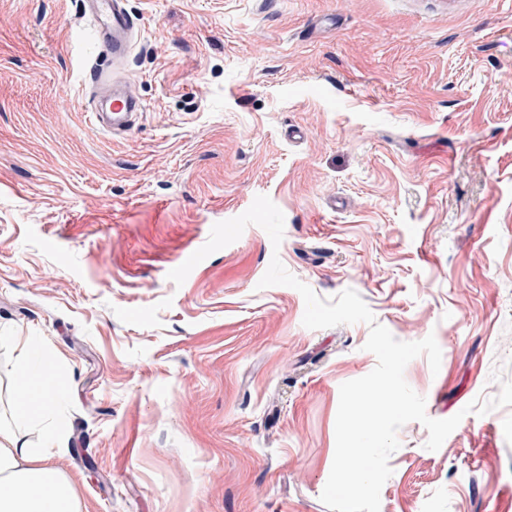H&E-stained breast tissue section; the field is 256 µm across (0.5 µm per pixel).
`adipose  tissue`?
<instances>
[{
	"mask_svg": "<svg viewBox=\"0 0 512 512\" xmlns=\"http://www.w3.org/2000/svg\"><path fill=\"white\" fill-rule=\"evenodd\" d=\"M16 398L29 413L54 406L59 398L46 364L22 365ZM66 440L50 429L44 446H29L19 434L0 426V512H80L77 494L67 477L51 463L55 448Z\"/></svg>",
	"mask_w": 512,
	"mask_h": 512,
	"instance_id": "obj_1",
	"label": "adipose tissue"
}]
</instances>
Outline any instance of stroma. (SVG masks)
I'll return each mask as SVG.
<instances>
[{
	"label": "stroma",
	"mask_w": 512,
	"mask_h": 512,
	"mask_svg": "<svg viewBox=\"0 0 512 512\" xmlns=\"http://www.w3.org/2000/svg\"><path fill=\"white\" fill-rule=\"evenodd\" d=\"M128 134L88 112L79 0H0V423L20 350L56 360L53 461L81 512H329L341 384L365 323L303 326L272 257L324 298L354 289L401 341L439 450L400 428L380 512H512V0H128ZM247 226L182 285L215 223Z\"/></svg>",
	"instance_id": "1"
}]
</instances>
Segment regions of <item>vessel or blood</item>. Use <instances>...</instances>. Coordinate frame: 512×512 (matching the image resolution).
I'll return each instance as SVG.
<instances>
[{
  "mask_svg": "<svg viewBox=\"0 0 512 512\" xmlns=\"http://www.w3.org/2000/svg\"><path fill=\"white\" fill-rule=\"evenodd\" d=\"M81 14L90 24V37L98 45L96 56L86 58L83 85L90 99L94 126L118 135L132 129L144 106L128 82L115 72L126 65L138 34L136 16L126 0H81Z\"/></svg>",
  "mask_w": 512,
  "mask_h": 512,
  "instance_id": "b4317fda",
  "label": "vessel or blood"
}]
</instances>
